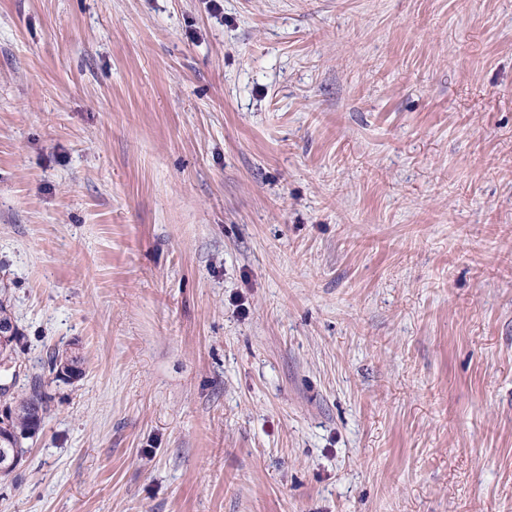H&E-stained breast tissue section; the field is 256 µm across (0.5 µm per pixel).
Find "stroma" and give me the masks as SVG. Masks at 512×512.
<instances>
[{
  "label": "stroma",
  "mask_w": 512,
  "mask_h": 512,
  "mask_svg": "<svg viewBox=\"0 0 512 512\" xmlns=\"http://www.w3.org/2000/svg\"><path fill=\"white\" fill-rule=\"evenodd\" d=\"M222 5L0 0V512H512V0ZM50 398L47 393L34 388L22 398L14 409V416L0 422V436L17 446L22 452L23 440L33 437L49 412Z\"/></svg>",
  "instance_id": "35a3bbf8"
}]
</instances>
